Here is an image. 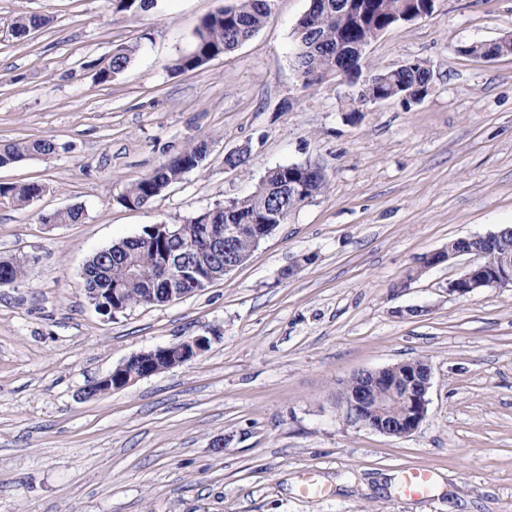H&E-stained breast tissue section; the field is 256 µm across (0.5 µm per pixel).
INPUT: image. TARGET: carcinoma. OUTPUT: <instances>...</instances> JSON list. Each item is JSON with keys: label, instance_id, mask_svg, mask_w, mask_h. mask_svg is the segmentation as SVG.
Masks as SVG:
<instances>
[{"label": "carcinoma", "instance_id": "obj_1", "mask_svg": "<svg viewBox=\"0 0 512 512\" xmlns=\"http://www.w3.org/2000/svg\"><path fill=\"white\" fill-rule=\"evenodd\" d=\"M115 15L135 14L157 6L155 0H109ZM270 0H233V4L206 16L197 30L193 50L177 57L172 69L179 72L198 69L210 60L234 50L257 33L271 18ZM411 8L410 0H317L316 6L304 13L296 22L292 36L295 43L294 65L300 70L314 69L320 75L334 74L343 69L349 76L361 78L355 47L369 44L395 25L399 16ZM50 19L39 14L19 15L9 23L12 33L18 37L32 30L47 26ZM134 50L117 47L107 63L96 72L100 83L112 81L131 63ZM382 81L368 88L374 97L389 93L405 97L406 106L421 93H427L432 79L430 69L417 61L392 70L382 71ZM55 144L47 138L33 141L12 142L0 145V166L21 161L30 156H50ZM207 156V143L197 142L160 164L149 174L130 184L120 196L119 203L127 208H142L159 196L170 185L180 181L183 175L198 168ZM302 180L311 185L310 194L318 196L327 180L316 174H306L305 165L291 163L268 170L266 182L233 202L226 211L221 205L198 215L200 224H262L264 212L281 203L282 188L288 179ZM45 186L37 182L24 184H0V205L26 206L39 199ZM288 206H298L299 199L290 195L285 198ZM84 211L80 206L39 213L41 224H77L82 222ZM173 240L163 241L152 235L150 229L143 234L113 244L97 252L86 264L84 287L89 300L108 299L112 280L120 276L121 266L131 265L137 276L124 280L123 295L118 305L130 308L166 301V284L157 278L156 269L162 253L172 250ZM504 256L512 258V233L505 234L489 246L487 261L496 265ZM30 262L26 255L5 262L8 284L12 285L25 275Z\"/></svg>", "mask_w": 512, "mask_h": 512}]
</instances>
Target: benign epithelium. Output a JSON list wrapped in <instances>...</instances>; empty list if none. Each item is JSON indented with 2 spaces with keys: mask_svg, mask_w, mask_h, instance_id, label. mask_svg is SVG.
<instances>
[{
  "mask_svg": "<svg viewBox=\"0 0 512 512\" xmlns=\"http://www.w3.org/2000/svg\"><path fill=\"white\" fill-rule=\"evenodd\" d=\"M340 81L350 88L348 98L354 110L358 111L374 99L363 98L361 92L346 76ZM156 228L167 238L182 242L178 254L163 256L159 264V277L167 283L169 298L184 296L182 283L186 272L197 267L199 257L210 258L209 265L220 273L227 274L240 266L246 257L236 251V243L252 230L250 224H209L208 242L204 250H198L190 238L186 237L187 227L171 230L166 224ZM498 236L496 232L460 238L448 245V252L425 256L421 268L450 261L463 255L484 257V246ZM512 285V263L506 261L496 268L484 262L469 267L460 277L453 280L448 291L459 296L475 293L482 288ZM205 336H195L187 340L158 347L148 352L133 355L120 364L96 385L108 390L124 388L140 379L160 373L164 368L156 364L157 358L167 357L174 349L181 350L182 358L189 361L202 354L208 347ZM433 370L431 363L407 361L382 368L365 369L357 372V383L342 401L346 418L380 434L390 437H405L416 431L427 415L429 391L432 386Z\"/></svg>",
  "mask_w": 512,
  "mask_h": 512,
  "instance_id": "1",
  "label": "benign epithelium"
}]
</instances>
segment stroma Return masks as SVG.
Wrapping results in <instances>:
<instances>
[{"label":"stroma","instance_id":"35a3bbf8","mask_svg":"<svg viewBox=\"0 0 512 512\" xmlns=\"http://www.w3.org/2000/svg\"><path fill=\"white\" fill-rule=\"evenodd\" d=\"M231 2L116 16L110 0H0V143L57 145L0 167V184L46 187L0 206V259L32 258L0 287V512H512V286L450 293L473 255L401 285L450 241L512 226V55L461 52L512 35V0H437L432 17L382 33L372 63L427 62L432 90L356 113L336 78L306 88L294 69L310 0H276L238 48L172 71ZM21 14L51 23L16 37ZM119 46L131 64L97 83ZM201 140L200 167L146 207L119 204ZM243 146L247 162L226 168ZM290 163L323 167L328 184L243 265L112 317L89 303L95 253L245 197ZM73 205L81 223L38 220ZM193 336L209 340L195 359L84 396L128 357ZM420 357L433 378L416 432L388 437L337 408L355 372ZM411 469L431 472L426 496L406 495Z\"/></svg>","mask_w":512,"mask_h":512}]
</instances>
